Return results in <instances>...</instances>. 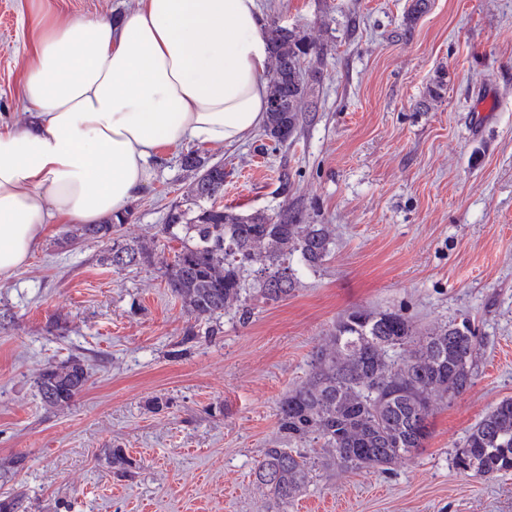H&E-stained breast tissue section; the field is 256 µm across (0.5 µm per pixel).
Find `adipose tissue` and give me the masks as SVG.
Here are the masks:
<instances>
[{
  "label": "adipose tissue",
  "instance_id": "1",
  "mask_svg": "<svg viewBox=\"0 0 512 512\" xmlns=\"http://www.w3.org/2000/svg\"><path fill=\"white\" fill-rule=\"evenodd\" d=\"M23 125H0V281L48 225L97 224L183 145H230L265 120L269 40L257 0H137L120 24L57 23L29 0Z\"/></svg>",
  "mask_w": 512,
  "mask_h": 512
}]
</instances>
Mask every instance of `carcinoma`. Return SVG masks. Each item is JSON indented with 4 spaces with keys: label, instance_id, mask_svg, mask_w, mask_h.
Listing matches in <instances>:
<instances>
[{
    "label": "carcinoma",
    "instance_id": "obj_1",
    "mask_svg": "<svg viewBox=\"0 0 512 512\" xmlns=\"http://www.w3.org/2000/svg\"><path fill=\"white\" fill-rule=\"evenodd\" d=\"M429 0H411L403 34L411 33ZM271 75L263 137L279 147L298 133L307 105L308 82L301 64L321 54V45L305 31L273 20L269 24ZM194 180L175 203L161 233L181 239L182 248L163 267L167 287L196 321L219 320L235 308L250 318L251 294L241 271L250 267L263 278L256 293L277 302L297 284L293 256L315 268L333 244L326 224H305L302 213L286 206L269 215L242 214L220 204L224 165L195 152L182 157ZM124 212L104 224H77L69 239H96L107 245L104 260L122 269L152 261L144 245L121 244L114 229L128 223ZM478 337L468 321L437 324L419 331L402 314L355 309L345 313L324 346L313 355L307 379L278 406V431L292 444L322 441V465L347 470L395 466L424 447L434 407L463 394L474 383ZM84 362L72 358L42 370L37 389L48 409L63 408L87 385ZM119 476L128 473L120 448H106ZM316 465L302 448H266L255 467L256 481L279 506H286L309 483ZM453 465L463 472L493 477L512 471V398L496 404L470 430Z\"/></svg>",
    "mask_w": 512,
    "mask_h": 512
}]
</instances>
